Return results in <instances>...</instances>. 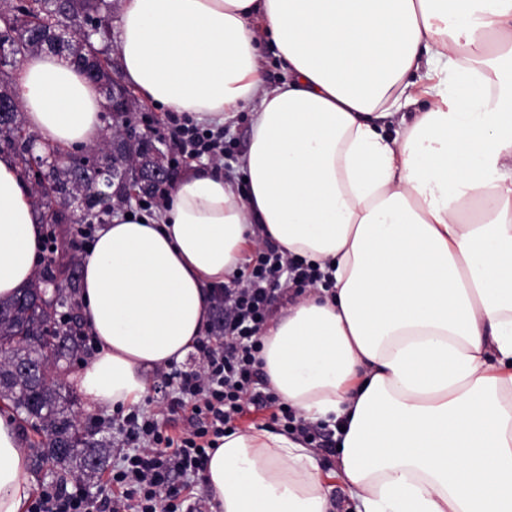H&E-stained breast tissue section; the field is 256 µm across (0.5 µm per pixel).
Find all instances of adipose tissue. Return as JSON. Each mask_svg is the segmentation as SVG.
Segmentation results:
<instances>
[{"instance_id": "obj_1", "label": "adipose tissue", "mask_w": 512, "mask_h": 512, "mask_svg": "<svg viewBox=\"0 0 512 512\" xmlns=\"http://www.w3.org/2000/svg\"><path fill=\"white\" fill-rule=\"evenodd\" d=\"M118 40L143 100L220 126L248 110L251 140L245 188L193 167L159 212L97 231L85 412L140 403L184 360L260 224L328 278L267 324L265 381L340 423L341 450L331 474L295 436L227 433L203 472L212 512H329L335 476L355 512H512V0H120ZM15 84L44 143L99 141L105 99L69 59L29 55ZM41 238L2 155L0 297L31 281ZM29 469L0 414V512H27Z\"/></svg>"}]
</instances>
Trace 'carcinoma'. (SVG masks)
<instances>
[{
  "label": "carcinoma",
  "mask_w": 512,
  "mask_h": 512,
  "mask_svg": "<svg viewBox=\"0 0 512 512\" xmlns=\"http://www.w3.org/2000/svg\"><path fill=\"white\" fill-rule=\"evenodd\" d=\"M112 0H0V84L10 70L31 54L48 51L64 55L93 79L112 70L108 46H96L105 33ZM95 29L87 44H53V32L65 29L78 33ZM115 129L95 146L96 156L73 157L67 165L49 162L43 179L30 189L39 218L48 224H83L85 218L67 213L63 200L84 199L83 213L94 217L107 214L112 204L102 200L97 189L102 176H112V163L137 165L158 149L159 140L147 134L132 139L124 130L132 124L129 113L112 116ZM37 136L24 125L22 113L13 112L0 122V153L13 155L19 167L30 159L29 145ZM79 265L74 253L62 252L47 259L28 286L15 295L0 298V401L23 421L31 424L40 440L35 442L42 463L53 471L77 476L88 482L98 479L109 456L107 437L75 435L78 411L75 399L62 393L60 363L80 355L81 328L62 329L56 319L58 308L67 301L66 292L54 295L48 285L64 282L76 289L73 271Z\"/></svg>",
  "instance_id": "cac0c4a2"
}]
</instances>
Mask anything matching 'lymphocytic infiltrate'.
<instances>
[{
    "mask_svg": "<svg viewBox=\"0 0 512 512\" xmlns=\"http://www.w3.org/2000/svg\"><path fill=\"white\" fill-rule=\"evenodd\" d=\"M172 142L186 159L224 153V135L171 116ZM253 255L230 285L213 291L220 311L216 328L195 345L197 366L184 371L171 363L160 375L171 388L166 410L181 417L178 434H169L158 412L140 407L117 414L120 460L107 478L108 491L92 504L89 487L78 481L44 485L32 512H195L208 498L197 476L210 449L234 430L247 409L267 410L287 433L310 448L324 449L317 424L303 419L270 391L261 378L262 333L278 305L291 302L321 282L319 267L280 251L256 235Z\"/></svg>",
    "mask_w": 512,
    "mask_h": 512,
    "instance_id": "obj_1",
    "label": "lymphocytic infiltrate"
}]
</instances>
